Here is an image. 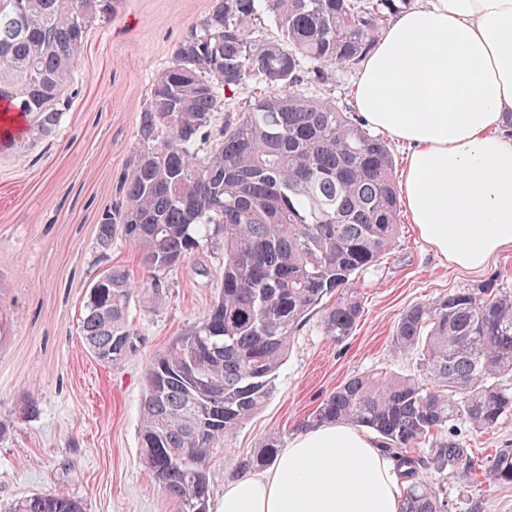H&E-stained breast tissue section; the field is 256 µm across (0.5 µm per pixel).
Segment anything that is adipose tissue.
<instances>
[{
  "instance_id": "obj_1",
  "label": "adipose tissue",
  "mask_w": 512,
  "mask_h": 512,
  "mask_svg": "<svg viewBox=\"0 0 512 512\" xmlns=\"http://www.w3.org/2000/svg\"><path fill=\"white\" fill-rule=\"evenodd\" d=\"M356 108L410 148L402 197L422 240L484 268L512 247V0H422L364 58ZM392 461L368 432L327 424L224 484L218 512H399Z\"/></svg>"
}]
</instances>
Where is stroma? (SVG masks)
<instances>
[{
    "label": "stroma",
    "instance_id": "stroma-1",
    "mask_svg": "<svg viewBox=\"0 0 512 512\" xmlns=\"http://www.w3.org/2000/svg\"><path fill=\"white\" fill-rule=\"evenodd\" d=\"M209 6L210 0H117L111 20L89 32L55 133L0 153V425L6 428L0 512L55 489L79 501L83 512H177L140 463L145 374L155 355L209 310L221 283V250H205L192 266L169 272L162 303L139 292L129 319L141 345L121 364H100L87 352L80 319L89 285L103 270L146 280L133 244L118 234L101 247L98 224L139 149L140 115L153 81ZM356 76L335 67L307 92L351 108ZM400 220L394 250L356 277L364 313L352 336L331 342L315 315L296 332L276 392L216 452L211 500L223 494L241 457L257 453L270 436L289 441L299 422L351 376L416 373L417 356L397 358L390 350L407 307L481 283L512 290V248L468 271L432 251L408 213ZM29 399L36 408L27 414ZM458 438L482 455L512 448V416L486 432L460 425ZM426 479L444 484L450 512H512V485L491 484L482 474L459 481L432 472Z\"/></svg>",
    "mask_w": 512,
    "mask_h": 512
}]
</instances>
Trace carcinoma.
<instances>
[{
    "mask_svg": "<svg viewBox=\"0 0 512 512\" xmlns=\"http://www.w3.org/2000/svg\"><path fill=\"white\" fill-rule=\"evenodd\" d=\"M406 0H211L184 31L170 67L142 111L141 145L100 218L107 247L121 231L139 249L147 285L163 300L165 275L199 251L222 250L218 297L186 339L146 373L141 462L179 512L197 498L209 512L214 450L268 401L292 336L311 314L336 343L363 315L355 276L396 246L400 198L388 144L354 112L307 96L331 67L353 68ZM112 19V0H0V102L23 116L29 138L54 132L67 110L71 74L89 29ZM272 20L280 37L253 40ZM311 70L305 72L300 62ZM264 87L212 130L224 96L247 80ZM213 139L207 152L202 140ZM87 295L85 349L118 365L138 351L128 314L141 285L119 268ZM415 354L417 375L375 372L346 380L298 425L369 430L405 484L400 512H448L447 489L427 472L512 484V448L484 458L458 440L424 447L459 423L477 431L512 416V292L486 283L408 307L391 338ZM239 459L266 466L280 448ZM13 512H82L61 490L17 501Z\"/></svg>",
    "mask_w": 512,
    "mask_h": 512,
    "instance_id": "cac0c4a2",
    "label": "carcinoma"
}]
</instances>
